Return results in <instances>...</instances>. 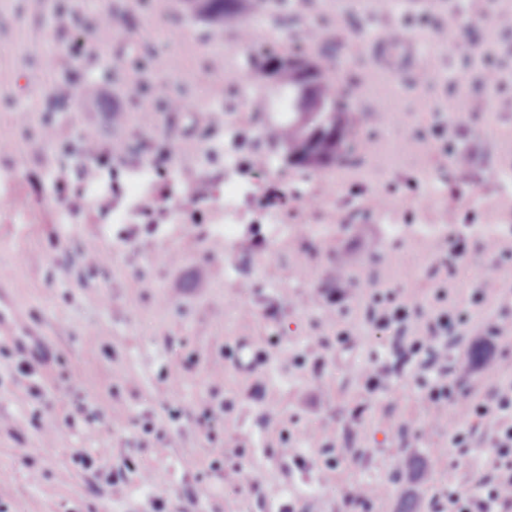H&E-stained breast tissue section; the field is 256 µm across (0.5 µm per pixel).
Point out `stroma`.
<instances>
[{
	"label": "stroma",
	"mask_w": 512,
	"mask_h": 512,
	"mask_svg": "<svg viewBox=\"0 0 512 512\" xmlns=\"http://www.w3.org/2000/svg\"><path fill=\"white\" fill-rule=\"evenodd\" d=\"M484 7L496 38L465 29L451 56L433 30L448 22L443 8L412 11L391 0L379 17L372 0H288L248 11L257 45L286 54L304 45L335 81L358 147L321 169L291 165L280 149L276 169L246 165L253 191L228 241L219 230L224 128L239 127L247 162L264 149L256 127L280 121L233 95L252 76L232 31L192 16L183 0H0V199L28 201L23 211L0 207V284L54 350L34 394L16 370L13 344L0 336V512H399L412 495L417 512H444L449 484L477 491L493 477L484 424L473 422L467 451L452 447L454 408L429 407L392 332L364 315L372 290L405 291L424 315L445 292L471 311L448 354L460 401L480 403L512 385V338L493 334L512 323V261L485 250L478 232L512 225L499 211L512 187L497 180L512 168L503 161L512 156V0ZM62 12L74 23L59 25ZM105 15L118 22L108 41L98 30ZM388 23L417 37L419 53L436 63L431 78L396 73L367 82V43ZM312 26L322 38L310 45L304 33ZM484 43L503 65L498 95L472 62ZM167 56L173 64H164ZM58 80L75 85L71 99L54 97ZM226 96L231 107L215 122L212 110ZM173 97L185 103L175 117L166 110ZM375 105L390 121L370 120ZM50 118L58 127L49 141L42 128ZM85 127L131 145L115 165L121 182L136 177L141 145L169 155L135 195L116 198L126 223H113L94 200L112 174L65 201L52 189L51 174ZM437 181L459 199L456 223H441L443 202L430 197ZM304 182L323 193L315 205L293 196L268 202V192ZM379 196L391 205L382 219L368 213ZM272 211L288 231L259 243ZM420 224L440 230L422 235ZM462 227L478 235L453 275L448 252ZM91 243L109 254L106 266L86 262ZM489 265L492 291L471 304ZM344 328L355 343L337 340ZM244 338L264 350L261 370L234 365ZM477 345L486 356L474 362ZM375 361L389 368L390 387L371 393L363 370ZM81 402L102 421H86ZM219 406L224 431L211 439L198 420ZM423 425L425 438L417 435ZM48 426L55 432L47 443ZM82 454L95 468L80 464ZM408 459L423 495L402 476ZM108 471L122 480L106 483ZM364 484L385 492L347 504L346 494Z\"/></svg>",
	"instance_id": "stroma-1"
}]
</instances>
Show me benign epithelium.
I'll return each mask as SVG.
<instances>
[{
  "mask_svg": "<svg viewBox=\"0 0 512 512\" xmlns=\"http://www.w3.org/2000/svg\"><path fill=\"white\" fill-rule=\"evenodd\" d=\"M288 73L295 75L294 111L297 112L298 122L306 128L317 123L319 127L333 133L336 144H341L347 138V131L342 124L336 122L334 109L321 98L309 67L301 62H291L288 64Z\"/></svg>",
  "mask_w": 512,
  "mask_h": 512,
  "instance_id": "benign-epithelium-1",
  "label": "benign epithelium"
}]
</instances>
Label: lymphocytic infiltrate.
<instances>
[{"mask_svg": "<svg viewBox=\"0 0 512 512\" xmlns=\"http://www.w3.org/2000/svg\"><path fill=\"white\" fill-rule=\"evenodd\" d=\"M127 145L89 140L78 135L77 145L71 153L76 168L84 182L98 178L105 166L114 158L126 155ZM415 309L408 299L394 294L375 298L368 312L370 321L382 329L393 330L397 343L411 357L421 358V368L428 377L423 385L430 405L441 408L455 405L461 422L471 417L488 419L487 439L495 453L496 476L487 482L478 495L460 493L456 488L448 490V512H512V387L496 391L489 402L471 405L457 401L456 388L441 377L432 376L431 370L437 358L448 355V336L458 332L468 322L466 311L441 308L434 311L424 325L412 327Z\"/></svg>", "mask_w": 512, "mask_h": 512, "instance_id": "lymphocytic-infiltrate-1", "label": "lymphocytic infiltrate"}]
</instances>
